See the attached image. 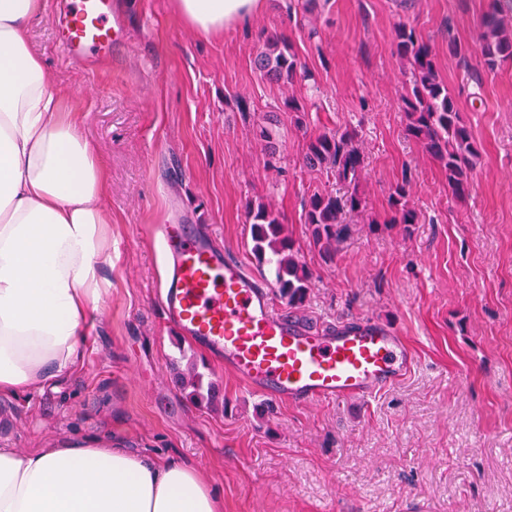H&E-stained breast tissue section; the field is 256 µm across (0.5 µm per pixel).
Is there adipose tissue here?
<instances>
[{"mask_svg": "<svg viewBox=\"0 0 512 512\" xmlns=\"http://www.w3.org/2000/svg\"><path fill=\"white\" fill-rule=\"evenodd\" d=\"M186 27L218 35L263 0H173ZM43 0H0V395L76 365L92 306L107 296L100 156L52 90L28 24ZM184 462L109 444L0 448V512H223Z\"/></svg>", "mask_w": 512, "mask_h": 512, "instance_id": "adipose-tissue-1", "label": "adipose tissue"}]
</instances>
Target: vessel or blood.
<instances>
[{
    "instance_id": "obj_1",
    "label": "vessel or blood",
    "mask_w": 512,
    "mask_h": 512,
    "mask_svg": "<svg viewBox=\"0 0 512 512\" xmlns=\"http://www.w3.org/2000/svg\"><path fill=\"white\" fill-rule=\"evenodd\" d=\"M109 0H67L60 41L67 58L111 57ZM157 231L171 269L161 295L170 327L262 396L305 406L366 398L401 381L414 363L399 332L372 318L323 327L277 308L269 284L187 224Z\"/></svg>"
}]
</instances>
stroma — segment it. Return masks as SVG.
I'll return each mask as SVG.
<instances>
[{"instance_id":"1","label":"stroma","mask_w":512,"mask_h":512,"mask_svg":"<svg viewBox=\"0 0 512 512\" xmlns=\"http://www.w3.org/2000/svg\"><path fill=\"white\" fill-rule=\"evenodd\" d=\"M491 3L329 0L308 13L304 0H266L252 21L203 37L171 0H126L115 56L90 65L64 59L65 0H44L31 43L106 169L110 291L89 313L71 373L0 396V448L111 439L196 467L224 512H512V62L488 69L477 49ZM400 22L430 46L480 150L465 201L405 134ZM268 34L291 43L311 80L285 88L254 70ZM288 96L304 105V127ZM263 126L278 133L272 160ZM345 127L359 132L366 205L345 215L329 262L304 212L314 191L347 186L306 169L303 155L310 136ZM404 181L419 216L407 228L387 221ZM258 201L281 214L313 274L296 316L387 323L413 349L403 380L366 399L278 404L165 325L157 225L208 229L255 273L247 206ZM192 362L222 404H195L177 386Z\"/></svg>"}]
</instances>
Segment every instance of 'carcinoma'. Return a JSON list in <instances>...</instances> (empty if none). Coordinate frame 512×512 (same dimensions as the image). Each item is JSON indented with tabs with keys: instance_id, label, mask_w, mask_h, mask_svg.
<instances>
[{
	"instance_id": "carcinoma-1",
	"label": "carcinoma",
	"mask_w": 512,
	"mask_h": 512,
	"mask_svg": "<svg viewBox=\"0 0 512 512\" xmlns=\"http://www.w3.org/2000/svg\"><path fill=\"white\" fill-rule=\"evenodd\" d=\"M501 2L497 0L484 14L477 42L490 70L512 62V14L504 11ZM395 45L397 54L409 63L412 75L410 88L401 97L406 136L440 163L448 176V194L462 199L468 193L479 148L448 86L439 77L430 47L404 23L395 28ZM253 64L266 79L284 87L311 77L291 47L277 35L266 38ZM357 138L355 130L345 128L311 136L306 144L305 167L326 170L338 181L352 186L343 196L316 192L305 209L304 223L311 227L313 246L330 261L335 257L332 245L340 243L345 233L343 213L364 206V199L354 186L363 165ZM408 196V183L394 187L388 199L392 213L389 223L407 226L418 223L417 212L409 206ZM247 219L258 265L270 267L273 284L288 306L300 307L312 287V273L300 263L292 240L284 233L280 214L260 201L248 207ZM204 377L192 364L187 373L178 374V384L195 403L214 404L219 399L218 386L211 380L204 381Z\"/></svg>"
}]
</instances>
